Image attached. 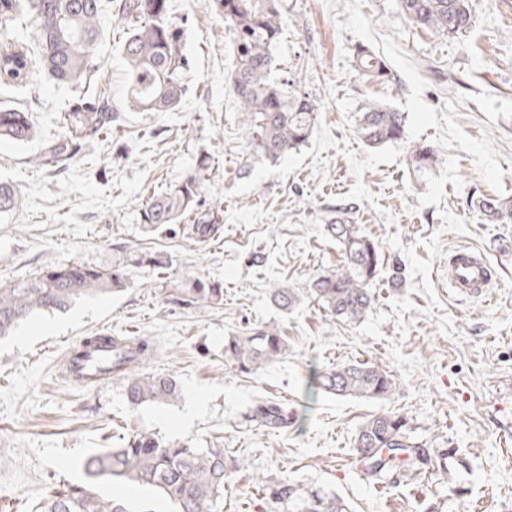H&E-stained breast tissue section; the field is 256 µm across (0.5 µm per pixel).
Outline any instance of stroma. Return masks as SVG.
<instances>
[{
  "label": "stroma",
  "instance_id": "stroma-1",
  "mask_svg": "<svg viewBox=\"0 0 512 512\" xmlns=\"http://www.w3.org/2000/svg\"><path fill=\"white\" fill-rule=\"evenodd\" d=\"M471 5L473 29L451 39L407 22L399 0H278L281 72L319 112L308 144L274 165L247 161L241 107L225 86L230 41L211 0H171L187 58L173 111L127 105L128 24L116 12L101 18L100 70L89 87L35 74L21 95H0V107L27 109L38 130L25 143L0 140V182L24 201L19 212L0 213V284L72 263L108 268L130 253L168 263L131 269L124 291L27 318L0 336V512H35L51 489L84 484L86 456L141 430L246 459L247 470L224 484L223 512H285L265 488L286 477L337 493L351 512H426L438 496L445 512H512V224L483 223L467 207L474 192L512 198V0ZM362 46L386 64L387 79L357 73ZM100 97L119 120L67 171L33 167L61 134L64 113ZM368 102L406 113L402 141L361 142L357 112ZM418 143L438 153L433 172L413 170ZM202 161L203 204L224 211L219 237L200 242L182 225L147 229L140 209L148 196ZM340 207L385 258L374 306L351 323L306 291L313 275L341 261L324 231ZM461 248L481 251L496 271L481 297L458 298L449 286L448 257ZM189 277L221 282L223 305L179 301ZM287 286L300 300L284 311L269 292ZM265 323L287 337L283 358L250 375L226 366L225 336ZM107 333L150 340L140 373L174 376L180 397L134 410L123 379L89 389L64 379L63 353ZM366 361L393 375L392 399L307 400L313 371ZM261 396L287 404L297 423L275 432L247 423ZM386 410L407 413L420 445L453 450L447 472L364 473L356 430ZM94 490L131 512H173L147 488L102 479Z\"/></svg>",
  "mask_w": 512,
  "mask_h": 512
}]
</instances>
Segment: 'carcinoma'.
I'll return each mask as SVG.
<instances>
[{"label": "carcinoma", "instance_id": "cac0c4a2", "mask_svg": "<svg viewBox=\"0 0 512 512\" xmlns=\"http://www.w3.org/2000/svg\"><path fill=\"white\" fill-rule=\"evenodd\" d=\"M112 0H0V88L23 90L28 77L40 71L49 79L71 88L91 83L98 72L97 43L100 18ZM170 0H122V14L132 24L123 44L127 91L131 106L146 112H169L183 95L180 71L182 32L169 19ZM224 18L233 48L228 90L242 107L250 155L274 164L299 149L311 138L318 106L280 74L274 50L283 24L277 0H212ZM400 11L412 25L449 38L469 31L474 24L470 0H400ZM355 67L367 79L381 80L385 64L370 50L357 51ZM119 118L101 101L92 109L75 108L64 114V132L49 142L36 157L38 166L50 172L69 168L82 145ZM404 113L375 103L360 109L358 137L371 148L403 140ZM37 130L28 112L0 108V139L24 143ZM410 158L418 171H432L440 164L435 149L419 143ZM199 172L180 179L151 197L141 208V222L151 228L184 224L193 218L191 231L199 242L221 232L224 210H199ZM470 206L490 224H512V200L486 194L470 197ZM20 210L19 198L0 183V213ZM327 232L339 247L341 263L309 281L310 295L330 315L348 322L362 320L375 303L372 284L383 268L379 244L353 223L348 208L339 207ZM126 269L113 266L70 264L54 268L30 281L0 284V336L18 322L42 311L65 310L79 299L114 293L127 285ZM180 301H224L218 282L188 279L180 287ZM274 304L284 310L296 306L292 288H274ZM153 351L141 341L128 358L112 363L124 380L129 406L163 403L177 398L180 386L172 376L131 372V365ZM288 351L281 332L268 325L247 336L224 338V362L242 374H252L280 360ZM396 381L378 363L358 362L315 372L308 395L320 392L339 397L383 400L395 394ZM246 420L262 429L280 430L293 423L288 407L272 397L253 402ZM357 458L365 474L378 477L407 467L448 471V449L433 451L413 442L407 414L394 411L371 414L354 438ZM87 482L70 485L48 496L40 512H130L121 502L97 495L93 485L101 478L149 488L170 501L176 512H220L224 508V483L247 463L224 455L222 448H196L169 443L152 434H131L118 448L97 452L82 463ZM268 498L290 512H350L336 493L304 487L283 479L266 487Z\"/></svg>", "mask_w": 512, "mask_h": 512}]
</instances>
